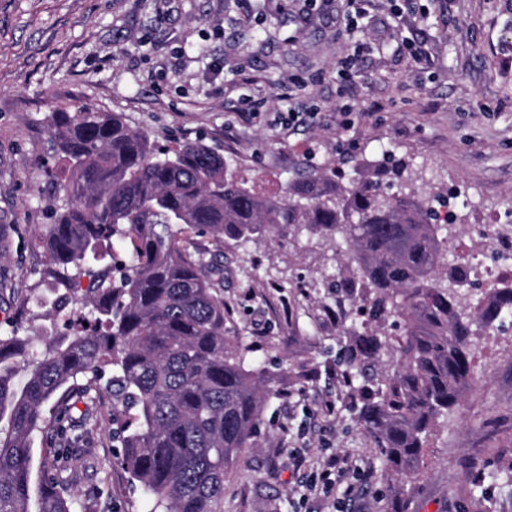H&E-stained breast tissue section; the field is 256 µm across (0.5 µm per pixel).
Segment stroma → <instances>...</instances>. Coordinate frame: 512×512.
Segmentation results:
<instances>
[{
    "label": "stroma",
    "mask_w": 512,
    "mask_h": 512,
    "mask_svg": "<svg viewBox=\"0 0 512 512\" xmlns=\"http://www.w3.org/2000/svg\"><path fill=\"white\" fill-rule=\"evenodd\" d=\"M356 5L349 32L338 0H0V333L64 331L24 302L33 288L54 300L36 234L50 222L41 162L60 108L119 112L156 141L203 143L269 195L308 168L370 171L390 152L409 161L413 187L464 193L455 259L483 249L473 225L511 233L512 0ZM288 111L303 120L287 123ZM218 261L226 334L278 370L223 512H391L384 461L336 377L351 306H324L331 249L304 231L226 243ZM473 343L477 381L438 428L408 512H512V319L478 328ZM91 411L64 450L74 512H148L116 460L111 396ZM331 454L349 473L330 500L310 482Z\"/></svg>",
    "instance_id": "35a3bbf8"
}]
</instances>
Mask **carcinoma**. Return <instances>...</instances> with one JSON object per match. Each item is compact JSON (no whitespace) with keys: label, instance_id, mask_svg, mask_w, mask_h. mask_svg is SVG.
Masks as SVG:
<instances>
[{"label":"carcinoma","instance_id":"cac0c4a2","mask_svg":"<svg viewBox=\"0 0 512 512\" xmlns=\"http://www.w3.org/2000/svg\"><path fill=\"white\" fill-rule=\"evenodd\" d=\"M49 130L61 166L46 175L66 199H46L51 223L38 237L47 275L66 287L92 274L105 241L128 259L95 275L82 299L90 315L66 311L69 296L60 297L68 333L46 348L15 330L0 335V512H73L55 456L34 461L31 439H80L90 418L73 411L103 388L117 413L120 466L151 512H222L224 478L254 447L275 375L245 367L250 347L224 334L217 254L228 239H282L305 227L334 244L345 272L336 294L362 316L339 378L358 396V423L397 484L393 512H402L440 421L476 381L474 322L490 328L512 313V280L467 296L468 265L448 260L451 227L437 195L386 194L381 177L405 179L399 161L346 183L333 167L266 195L206 145L161 146L119 112L58 110Z\"/></svg>","mask_w":512,"mask_h":512}]
</instances>
